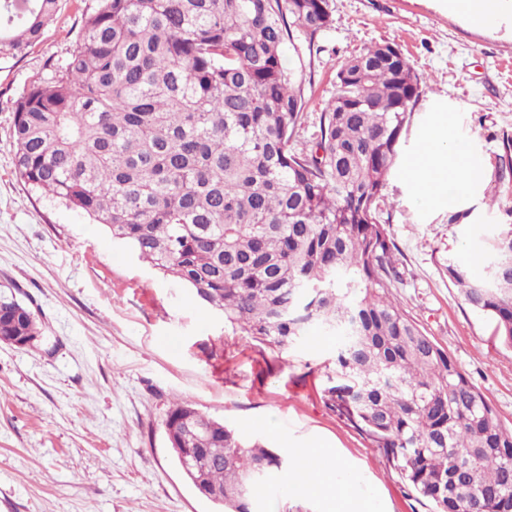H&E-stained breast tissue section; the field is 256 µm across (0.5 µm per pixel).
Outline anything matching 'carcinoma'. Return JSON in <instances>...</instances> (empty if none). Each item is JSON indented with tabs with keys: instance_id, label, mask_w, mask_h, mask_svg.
Segmentation results:
<instances>
[{
	"instance_id": "carcinoma-1",
	"label": "carcinoma",
	"mask_w": 512,
	"mask_h": 512,
	"mask_svg": "<svg viewBox=\"0 0 512 512\" xmlns=\"http://www.w3.org/2000/svg\"><path fill=\"white\" fill-rule=\"evenodd\" d=\"M59 0L0 3V59L37 44ZM332 0H95L67 58L15 102L17 176L282 353L313 328L337 335L319 396L378 449L431 512H512V429L458 363L391 298L396 249L380 221L398 146L425 81L401 50L343 61L312 146L292 29L309 41ZM488 290L448 279L512 347V225L491 238ZM27 345L30 310L0 295V342ZM197 449L212 502L252 512L283 458L175 403L164 420Z\"/></svg>"
}]
</instances>
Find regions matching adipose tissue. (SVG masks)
<instances>
[{
	"mask_svg": "<svg viewBox=\"0 0 512 512\" xmlns=\"http://www.w3.org/2000/svg\"><path fill=\"white\" fill-rule=\"evenodd\" d=\"M451 127L448 117H439L421 139L416 155L406 169L405 177L419 198L439 202L447 186H455L464 194L484 180L483 166L454 139ZM329 458L328 451L320 447L297 452V466L288 477L290 494L330 500L335 505V512H366L361 501L349 500L346 493L337 491L328 475Z\"/></svg>",
	"mask_w": 512,
	"mask_h": 512,
	"instance_id": "obj_1",
	"label": "adipose tissue"
}]
</instances>
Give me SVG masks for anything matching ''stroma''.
I'll return each instance as SVG.
<instances>
[{
  "mask_svg": "<svg viewBox=\"0 0 512 512\" xmlns=\"http://www.w3.org/2000/svg\"><path fill=\"white\" fill-rule=\"evenodd\" d=\"M87 0H60L41 42L0 60V293L36 317L33 349L0 342V512H216L182 472L164 418L182 402L278 453L322 446L336 486L370 512H429L406 498L385 458L318 396L337 341L321 331L287 352L259 353L223 314L153 269L106 228L56 198L32 193L13 165L14 102L67 57ZM398 45L426 80L388 180L381 214L394 243L395 300L444 347L512 426V347L448 280L512 224V182L484 180L452 205L415 197L403 173L438 105L455 138L491 167L512 134V18L475 28L445 0H334L314 41L295 32L284 55L316 125L338 64L364 48ZM308 130L301 140H308ZM273 472L256 512H328L288 493Z\"/></svg>",
  "mask_w": 512,
  "mask_h": 512,
  "instance_id": "obj_1",
  "label": "stroma"
}]
</instances>
